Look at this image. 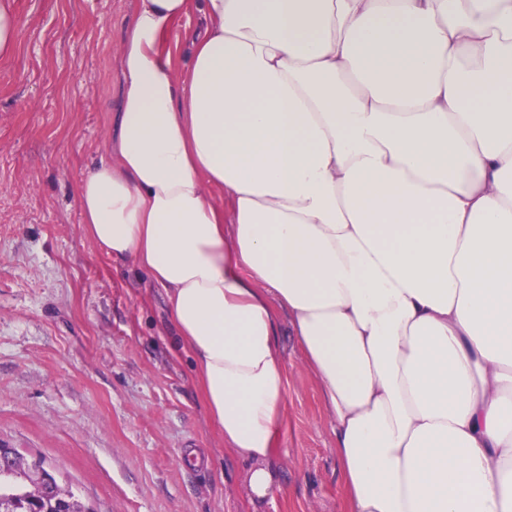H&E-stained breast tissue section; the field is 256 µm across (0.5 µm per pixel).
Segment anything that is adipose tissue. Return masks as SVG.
Masks as SVG:
<instances>
[{
	"mask_svg": "<svg viewBox=\"0 0 512 512\" xmlns=\"http://www.w3.org/2000/svg\"><path fill=\"white\" fill-rule=\"evenodd\" d=\"M117 59L81 222L162 289L255 507L286 324L345 512H512V0H132Z\"/></svg>",
	"mask_w": 512,
	"mask_h": 512,
	"instance_id": "adipose-tissue-1",
	"label": "adipose tissue"
}]
</instances>
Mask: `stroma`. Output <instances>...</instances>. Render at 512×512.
I'll list each match as a JSON object with an SVG mask.
<instances>
[{
  "instance_id": "1",
  "label": "stroma",
  "mask_w": 512,
  "mask_h": 512,
  "mask_svg": "<svg viewBox=\"0 0 512 512\" xmlns=\"http://www.w3.org/2000/svg\"><path fill=\"white\" fill-rule=\"evenodd\" d=\"M0 59V446L98 512H254L177 349L162 291L86 236L82 177L109 148L130 0H14ZM282 489L264 512H341L330 419L294 336ZM21 21L11 0L0 1V59L16 53L21 37Z\"/></svg>"
}]
</instances>
